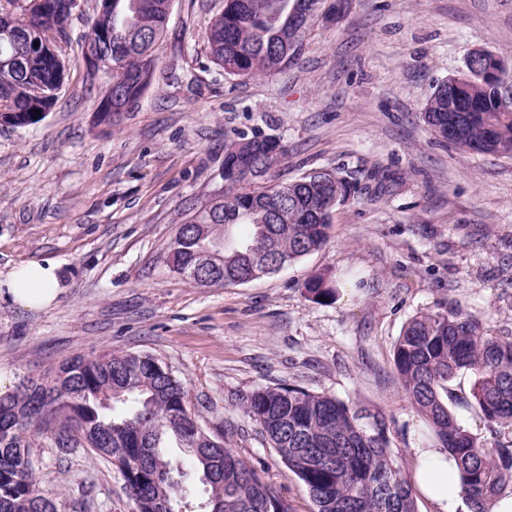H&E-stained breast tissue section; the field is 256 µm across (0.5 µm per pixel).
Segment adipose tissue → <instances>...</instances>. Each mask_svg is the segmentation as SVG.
Here are the masks:
<instances>
[{
    "mask_svg": "<svg viewBox=\"0 0 512 512\" xmlns=\"http://www.w3.org/2000/svg\"><path fill=\"white\" fill-rule=\"evenodd\" d=\"M13 301L28 309L46 306L57 297V267L53 263L31 264L14 273ZM415 461V482L419 493L429 498L437 512H459L461 487L455 458L444 449L417 444L411 450Z\"/></svg>",
    "mask_w": 512,
    "mask_h": 512,
    "instance_id": "ef3b65f1",
    "label": "adipose tissue"
}]
</instances>
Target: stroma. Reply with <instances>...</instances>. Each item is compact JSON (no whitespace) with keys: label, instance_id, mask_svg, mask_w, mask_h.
Here are the masks:
<instances>
[{"label":"stroma","instance_id":"stroma-1","mask_svg":"<svg viewBox=\"0 0 512 512\" xmlns=\"http://www.w3.org/2000/svg\"><path fill=\"white\" fill-rule=\"evenodd\" d=\"M218 8L173 0L156 78L120 125L98 124L102 87L74 50L57 107L0 127V372L18 384L79 355L151 352L211 434L312 512L242 395L286 381L380 409L410 472L427 424L394 373L404 324L453 308L512 336V158L437 142L423 112L472 48L512 69V0H346L340 17L313 23L295 65L248 79L208 55ZM255 130L286 149L264 184L339 168L389 179L337 208L323 250L245 286L197 287L166 251L188 206L223 189L226 136ZM46 261L59 296L16 306L13 272ZM319 273L333 299L306 295ZM32 460L57 512H134L118 468L91 449L41 436Z\"/></svg>","mask_w":512,"mask_h":512}]
</instances>
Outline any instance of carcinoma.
Wrapping results in <instances>:
<instances>
[{
	"label": "carcinoma",
	"instance_id": "1",
	"mask_svg": "<svg viewBox=\"0 0 512 512\" xmlns=\"http://www.w3.org/2000/svg\"><path fill=\"white\" fill-rule=\"evenodd\" d=\"M0 0L9 20L29 45L20 68L0 70V113L12 127L44 119L60 99L66 79L69 29L74 19L63 0ZM172 0H112V18H86L81 53L112 41V76L106 77L97 122L115 126L124 109L108 97L136 106L153 83L159 41ZM324 0H224L205 40L212 62L233 77L252 78L299 60L305 33ZM482 63L436 84L424 106L427 123L444 142L490 156L512 157V96L505 80L481 78ZM464 84L455 116L461 135L448 140V84ZM252 139L241 154L239 142ZM272 137L237 133L224 148V190L211 217L197 207L186 218L166 256L172 269L203 288L252 282L253 267L288 265L322 249L333 213L358 192L360 180L343 171H313L293 181L251 187L244 169L261 176L273 165ZM315 300L336 295L323 275L305 284ZM399 384L428 424L429 436L454 455L467 512H489L488 504L512 487V338L493 336L458 311H420L403 327L393 349ZM474 375L461 407L475 409L493 440L481 439L448 407V383L461 371ZM260 426L288 472L305 485L313 512H416L413 476L390 449L387 415L364 405L291 383L257 388L239 398ZM67 440L110 460L124 477L136 512H180L178 502L195 477L208 492L205 512H294L278 488L226 442L207 433L189 408L187 386L155 355L103 353L63 363L51 379L28 381L0 398V512H57L40 493L30 455L32 436ZM183 450L177 457L171 448Z\"/></svg>",
	"mask_w": 512,
	"mask_h": 512
}]
</instances>
